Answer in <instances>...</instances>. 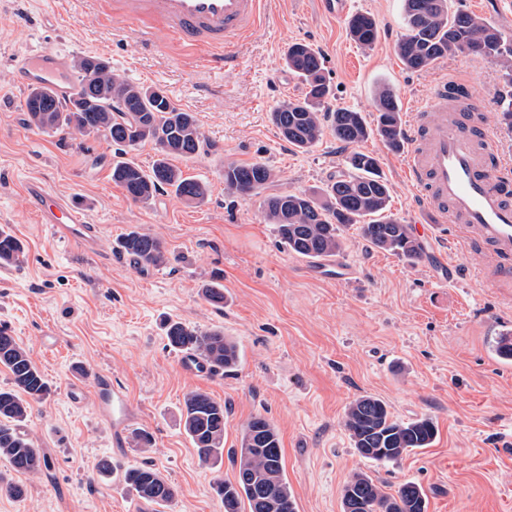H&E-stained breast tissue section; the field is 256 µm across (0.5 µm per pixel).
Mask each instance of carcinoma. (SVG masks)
Here are the masks:
<instances>
[{
    "mask_svg": "<svg viewBox=\"0 0 512 512\" xmlns=\"http://www.w3.org/2000/svg\"><path fill=\"white\" fill-rule=\"evenodd\" d=\"M403 26L395 52L409 70L422 71L441 58L459 55L463 43L472 46L473 56L498 60L507 88L500 100L501 117L512 129V37L475 15L449 11L448 0H403ZM348 28L363 48L371 47L378 36V24L368 14L354 15ZM285 63L305 88L302 97L283 101L270 113L285 141L306 150L321 139L327 121L336 139L345 144L357 145L375 134L389 150H401L403 120L392 88L377 89L375 115L369 121L359 111L329 107L331 86L325 60L311 45H288ZM95 82L108 95L98 98L99 105L90 112L71 111L69 102H60L48 85L32 87L25 101L29 125L80 136L102 132L112 144L127 148L150 144L156 156L151 168L146 171L129 159L114 161L112 182L134 203L146 204L164 188L187 203H203L208 184L184 176L171 163L174 158L194 159L208 148L195 114L175 105L163 90L131 82L110 68L96 75ZM346 167L347 172L317 190L262 196L264 220L275 225L288 251L303 258L342 253L343 228L357 224L371 247L410 263L417 261L420 247L410 226L390 212V187L379 159L354 151L346 158ZM275 177L274 170L263 163L224 166L225 187L243 198L261 196ZM118 248L140 269H159L171 262L161 237L136 229L119 239ZM24 259L21 241L1 227L0 267L19 266ZM202 294L214 305L224 304V287L215 280L203 286ZM165 336L172 350L194 356L209 369H229L239 362L238 346L220 329L200 331L170 319ZM0 366L9 374V386L0 387V458L19 473L39 474L51 462L23 425L31 404L48 394L49 383L29 351L5 327L0 328ZM226 414L224 404L206 392L192 391L184 399L183 429L204 465L216 463L224 454ZM344 427L357 453L379 464L396 463L411 451L429 448L437 436L431 419L399 420L384 400L372 395H362L348 405ZM236 460L235 480L215 486L224 512H271L270 502L286 504L288 512H296L284 477L279 433L265 416H253L243 427ZM122 481L137 498L158 507L168 505L175 496L174 486L148 463L126 469ZM342 507L343 512H428V497L415 482H405L389 495L377 479L357 472L344 486Z\"/></svg>",
    "mask_w": 512,
    "mask_h": 512,
    "instance_id": "carcinoma-1",
    "label": "carcinoma"
}]
</instances>
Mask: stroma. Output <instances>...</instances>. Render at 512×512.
Masks as SVG:
<instances>
[{"mask_svg":"<svg viewBox=\"0 0 512 512\" xmlns=\"http://www.w3.org/2000/svg\"><path fill=\"white\" fill-rule=\"evenodd\" d=\"M401 6L402 0H348L349 15L367 13L379 25L376 43L363 48L350 38L346 18L325 13L319 0H276L236 47L237 67L218 74L195 64L164 31L145 42L123 23H104L93 0H0V226L26 249L21 265L0 267V326L30 351L50 383L24 429L52 462L29 475L0 459V480L26 488L20 498L0 493V512H155L119 475L145 462L176 489L165 512H224L213 485L233 479L241 429L258 413L279 433L297 512H342L343 487L356 472L379 480L390 495L403 482H418L428 512H512V363L492 354L496 336L512 330V292L485 279L481 251L463 247L449 229L421 240L423 254L410 263L367 246L353 225L343 231L353 275L324 278L313 274L314 260L280 243L259 198L224 186L231 162L270 166L277 174L271 194L324 186L345 169L351 148L331 131L302 151L269 119L279 103L305 91L284 60L294 42L323 54L331 107L373 114L376 90L387 85L407 126L439 82L460 79L512 161V129L499 120V62L460 55L406 70L395 53ZM449 8L512 36V0H451ZM37 49L103 57L116 72L161 88L195 113L209 151L179 166L208 183L206 201L189 205L163 190L150 203H134L111 180L115 148L103 136L30 126L28 91L14 85L11 62ZM360 148L380 160L394 217L416 224L403 152L376 136ZM30 177L84 209L96 227L95 250L77 249L38 222L24 188ZM132 229L163 238L171 263L146 272L119 254L117 240ZM434 250L457 266L455 280L430 268ZM213 279L224 286L220 307L201 294ZM168 318L223 329L240 350L236 370L186 374L181 353L167 345ZM99 373L128 397L130 429L149 432L150 448L113 447L93 397H72L82 375ZM195 390L228 410L223 460L212 468L199 462L183 431L184 398ZM366 394L383 399L397 419L432 418L434 444L395 465L361 458L344 416ZM103 458L118 474L96 475Z\"/></svg>","mask_w":512,"mask_h":512,"instance_id":"1","label":"stroma"}]
</instances>
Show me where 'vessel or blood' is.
<instances>
[{
    "instance_id": "vessel-or-blood-1",
    "label": "vessel or blood",
    "mask_w": 512,
    "mask_h": 512,
    "mask_svg": "<svg viewBox=\"0 0 512 512\" xmlns=\"http://www.w3.org/2000/svg\"><path fill=\"white\" fill-rule=\"evenodd\" d=\"M109 21L131 25L142 40L165 30L183 47L203 52L213 72L234 68L233 49L264 21L273 0H95ZM68 59L49 50H33L12 62L17 84L30 87L48 82L66 68ZM429 127L410 126L404 175L421 202L425 221L416 225L423 235L429 225H453L463 244L480 242L485 269L495 279L512 277V164L497 161L493 133L467 116L461 95H449L440 84L429 101ZM27 197L41 223L52 225L68 239L84 243L94 227L82 209L50 194L32 180ZM96 407L110 425L115 446H122L130 419L129 402L104 375L92 379Z\"/></svg>"
}]
</instances>
